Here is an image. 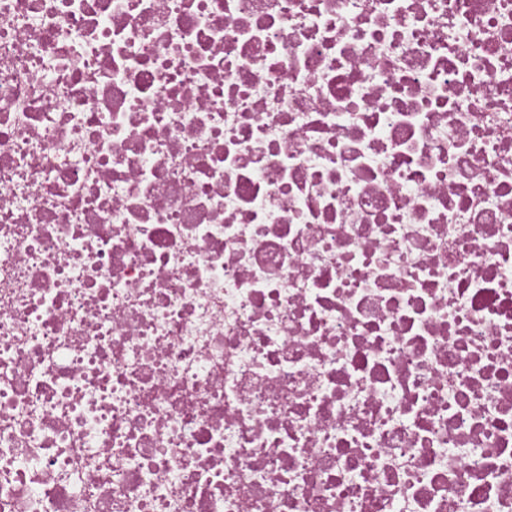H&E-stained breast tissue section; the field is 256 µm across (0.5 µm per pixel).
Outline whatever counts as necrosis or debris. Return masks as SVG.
Segmentation results:
<instances>
[{"instance_id": "4bbe7bcc", "label": "necrosis or debris", "mask_w": 512, "mask_h": 512, "mask_svg": "<svg viewBox=\"0 0 512 512\" xmlns=\"http://www.w3.org/2000/svg\"><path fill=\"white\" fill-rule=\"evenodd\" d=\"M0 512H512V0H0Z\"/></svg>"}]
</instances>
